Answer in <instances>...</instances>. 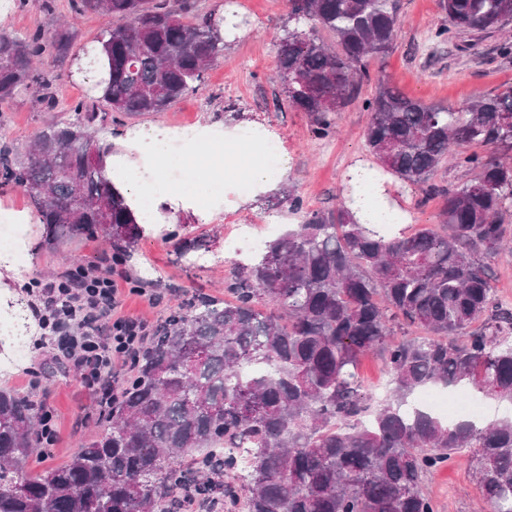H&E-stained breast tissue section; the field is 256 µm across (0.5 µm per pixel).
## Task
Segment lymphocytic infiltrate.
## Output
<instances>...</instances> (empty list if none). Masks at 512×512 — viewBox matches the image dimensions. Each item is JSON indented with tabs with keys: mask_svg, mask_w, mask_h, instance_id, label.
<instances>
[{
	"mask_svg": "<svg viewBox=\"0 0 512 512\" xmlns=\"http://www.w3.org/2000/svg\"><path fill=\"white\" fill-rule=\"evenodd\" d=\"M36 314L55 348L81 370L96 395L112 387L116 360H130L146 326L136 318L113 317L121 290L117 280L89 276L85 271L40 288Z\"/></svg>",
	"mask_w": 512,
	"mask_h": 512,
	"instance_id": "lymphocytic-infiltrate-1",
	"label": "lymphocytic infiltrate"
}]
</instances>
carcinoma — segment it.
<instances>
[{
	"mask_svg": "<svg viewBox=\"0 0 512 512\" xmlns=\"http://www.w3.org/2000/svg\"><path fill=\"white\" fill-rule=\"evenodd\" d=\"M124 23L96 43L107 60L100 95L113 118L167 111L199 89L224 57L220 22L183 21L194 0H75ZM276 77L314 138L362 100L374 163L425 197L441 222L414 233L359 224L348 202L302 221L235 264L226 301L200 293L157 324L116 388L101 431L59 468L33 475L42 417L0 389V512H182L179 488L205 512H437L424 478L464 453L484 512H512V417L448 422L413 399L420 389L468 386L512 405V307L497 298L491 263L509 256L512 85L459 104L408 97L365 61L393 51L398 0H288ZM427 61L465 35L512 24V0H440ZM69 32L25 39L0 32V100L37 79L36 65L68 49ZM374 84L362 97L363 86ZM96 112L40 130L24 151L0 150V186L29 197L52 237L82 224L121 259L141 227L107 175L112 147L90 131ZM481 147L477 152L472 147ZM474 172L446 188L448 156ZM380 355L387 391L358 380Z\"/></svg>",
	"mask_w": 512,
	"mask_h": 512,
	"instance_id": "obj_1",
	"label": "carcinoma"
}]
</instances>
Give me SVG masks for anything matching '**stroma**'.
Returning a JSON list of instances; mask_svg holds the SVG:
<instances>
[{
    "instance_id": "obj_1",
    "label": "stroma",
    "mask_w": 512,
    "mask_h": 512,
    "mask_svg": "<svg viewBox=\"0 0 512 512\" xmlns=\"http://www.w3.org/2000/svg\"><path fill=\"white\" fill-rule=\"evenodd\" d=\"M225 4L233 7L243 33L225 47L221 63L207 70L200 89L166 112L121 123L113 122L89 79L76 69V58L85 46L119 26L120 21L104 13L82 15L71 32L70 57L50 66L43 81L29 84L8 102L0 103V147L23 151L40 128L73 119L79 104L100 113L98 136L116 153L121 152L125 135L131 130L240 124L262 129L269 139L279 142L281 152L289 158L287 182L294 186L306 208H335L350 170L372 163L364 139L366 112L360 104H352L340 112L336 134L322 140L312 137L309 115L288 108L275 77L276 39L287 20V0H197L196 11L215 12ZM73 12L72 0H0V30L20 38L38 29L51 33L59 16ZM400 21L395 48L385 57L370 59L369 69L383 73L392 86L409 96L428 103H459L512 85V59L496 54L498 39L494 36L477 41L465 51L445 47L429 65L423 54L413 53L414 44L447 21L439 0H400ZM383 179L389 200L410 214L408 230L437 223L442 199L423 198L391 174H384ZM162 217L161 224L144 230L125 263L113 261L111 249L98 235L77 231L53 241L46 225H37L33 269L13 283L12 289L25 300L29 288L39 279L57 280L79 266L103 276L116 270L131 286L117 315L141 318L152 327L196 292L223 297L224 282L231 277L237 260L224 245L239 227L249 226L254 236L265 242L270 238L267 225L283 227L299 221L287 204L270 203L265 196L247 193L241 200H227L220 214L211 218L194 209H166ZM140 286L146 287L147 296L137 294ZM151 294L157 296V303H148ZM25 349L26 356L16 363L14 372L0 374V388L9 387L28 396L53 417L56 444L42 463L30 465V472L36 473L44 467L63 466L97 434L101 408L79 371L53 358L47 339L34 335ZM31 370L38 373V383L33 387L28 386L26 377ZM424 487L438 512H480L481 493L466 457H452L446 466L426 477Z\"/></svg>"
}]
</instances>
